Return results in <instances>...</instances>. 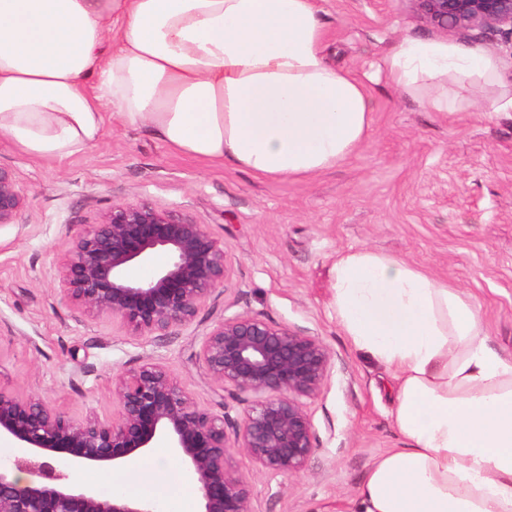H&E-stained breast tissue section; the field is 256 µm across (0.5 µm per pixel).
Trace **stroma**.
<instances>
[{
    "label": "stroma",
    "instance_id": "35a3bbf8",
    "mask_svg": "<svg viewBox=\"0 0 512 512\" xmlns=\"http://www.w3.org/2000/svg\"><path fill=\"white\" fill-rule=\"evenodd\" d=\"M321 6L329 61L358 75L403 38L447 37L410 0ZM449 37L492 52L512 88V35L474 28ZM371 93L369 139L305 179L214 167L112 121L91 151L58 162L0 138V166L26 197L16 222L0 226V386L38 394L75 419L112 418L115 379L159 361L201 407L236 420L251 397L209 381L197 359L205 332L227 314L289 327L331 356L321 390L305 402L314 453L290 475L258 471L240 451L232 464L250 483L252 512H351L371 462L402 440L390 371L352 344L330 307L338 252L368 248L465 290L482 308L491 345L512 354V112H431L383 79ZM122 203L189 215L224 244V287L169 335L136 339L120 320L87 318L58 285L69 235Z\"/></svg>",
    "mask_w": 512,
    "mask_h": 512
}]
</instances>
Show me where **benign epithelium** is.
<instances>
[{
  "mask_svg": "<svg viewBox=\"0 0 512 512\" xmlns=\"http://www.w3.org/2000/svg\"><path fill=\"white\" fill-rule=\"evenodd\" d=\"M422 22L446 32L473 28L512 34V0H411ZM25 206L14 173L0 166V225L13 224ZM163 252L168 261L146 281L126 270ZM57 276L66 298L89 318L120 320L130 335L166 336L194 321L200 306L224 287V244L185 215L144 204L112 206L86 224L60 253ZM199 361L217 387L254 399L228 435V415L201 408L159 363L118 379V416L76 420L33 395L0 386V439L20 450L0 462V512H159L150 499L105 496L67 481L62 470L119 467L164 437L193 476L200 512H251L247 479L231 465L243 451L261 470H303L316 447L304 400L328 375L330 354L315 337L249 315L224 316L203 339ZM20 473L37 476L22 482Z\"/></svg>",
  "mask_w": 512,
  "mask_h": 512,
  "instance_id": "1",
  "label": "benign epithelium"
}]
</instances>
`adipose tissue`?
<instances>
[{"mask_svg":"<svg viewBox=\"0 0 512 512\" xmlns=\"http://www.w3.org/2000/svg\"><path fill=\"white\" fill-rule=\"evenodd\" d=\"M321 0H0V137L60 161L94 147L107 120L174 150L265 178L336 168L370 135L366 79L330 64ZM381 69L433 112L483 84L512 112L490 52L402 39ZM331 306L354 345L396 381L405 445L377 457L352 512H512V354L488 341L460 288L370 249L339 252ZM174 462L132 461L126 492Z\"/></svg>","mask_w":512,"mask_h":512,"instance_id":"ef3b65f1","label":"adipose tissue"}]
</instances>
